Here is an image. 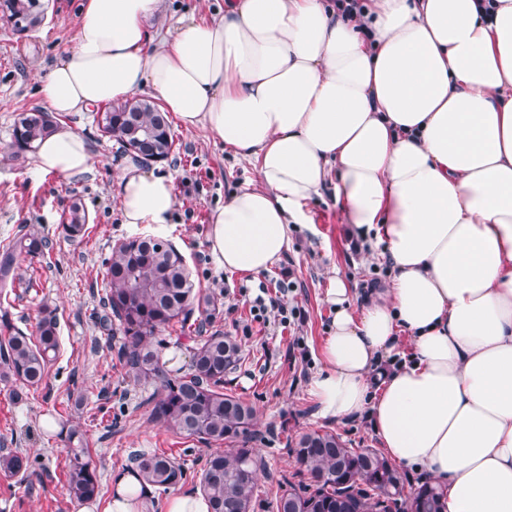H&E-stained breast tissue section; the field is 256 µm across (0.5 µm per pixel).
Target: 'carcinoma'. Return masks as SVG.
Instances as JSON below:
<instances>
[{
	"instance_id": "cac0c4a2",
	"label": "carcinoma",
	"mask_w": 512,
	"mask_h": 512,
	"mask_svg": "<svg viewBox=\"0 0 512 512\" xmlns=\"http://www.w3.org/2000/svg\"><path fill=\"white\" fill-rule=\"evenodd\" d=\"M12 26L33 30L44 20L42 0H5ZM98 129L122 148L148 161L166 160L174 147L168 113L145 99L108 105L96 113ZM54 128L50 116L38 108L21 113L12 129V145L22 153ZM63 232L81 238L87 214L80 198L72 199L63 216ZM49 252L47 237L28 231L0 246V290L14 287L20 262ZM102 319L117 320L124 339L117 351L119 363L139 382H151L148 399L153 420L204 445L224 446L211 453L202 469L200 489L210 512H254L258 498V472L264 468L250 443L255 437L254 408L224 392V377L240 363V346L207 325L215 307L196 292L183 256L169 243L151 236L133 237L112 250L106 269ZM200 320L190 322L193 312ZM192 324L194 348L191 373L172 378L160 364L150 338L172 321ZM59 345L56 317L44 315L35 334L14 325L0 309V381L39 387ZM67 472L68 492L87 503L99 495L96 467L85 449H72ZM295 469L277 482L272 512H444V490L428 481L409 493L397 467L379 450L350 448L332 431H314L297 439ZM135 473L151 487L168 489L184 471L171 458L141 453L132 458ZM0 469L28 472V461L17 454L0 456Z\"/></svg>"
}]
</instances>
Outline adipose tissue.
I'll return each instance as SVG.
<instances>
[{"label":"adipose tissue","instance_id":"1","mask_svg":"<svg viewBox=\"0 0 512 512\" xmlns=\"http://www.w3.org/2000/svg\"><path fill=\"white\" fill-rule=\"evenodd\" d=\"M161 4L84 0L42 103L65 115L145 92L253 164L255 187L210 218L230 273L270 271L331 191L388 269L358 303L330 279L319 415H367L391 459L444 488L445 512H512V0H362L350 16L335 0H224L154 30ZM34 169L78 181L94 156L63 124ZM115 188L123 223H170L172 174L129 156ZM112 481L105 512H153L134 474Z\"/></svg>","mask_w":512,"mask_h":512}]
</instances>
